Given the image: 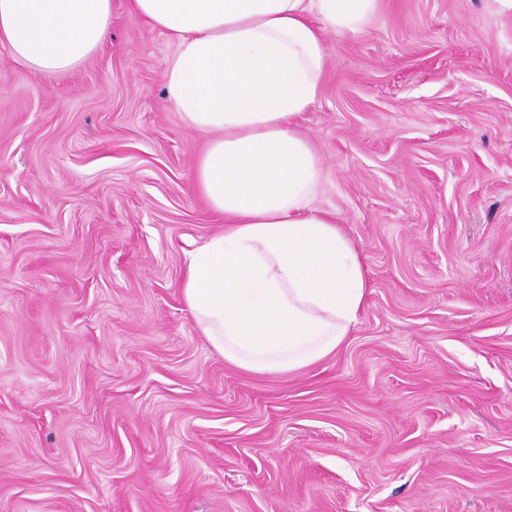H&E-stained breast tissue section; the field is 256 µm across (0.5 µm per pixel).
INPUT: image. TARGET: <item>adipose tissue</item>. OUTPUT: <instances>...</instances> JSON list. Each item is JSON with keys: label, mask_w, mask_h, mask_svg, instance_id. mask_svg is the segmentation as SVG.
Here are the masks:
<instances>
[{"label": "adipose tissue", "mask_w": 512, "mask_h": 512, "mask_svg": "<svg viewBox=\"0 0 512 512\" xmlns=\"http://www.w3.org/2000/svg\"><path fill=\"white\" fill-rule=\"evenodd\" d=\"M378 2L132 0L176 44L168 103L212 135L195 181L226 227L188 252L182 297L241 369L286 373L329 356L365 303L367 269L314 207L321 167L295 126L323 83L324 29L362 31ZM111 27L112 0H0V47L45 74L84 61Z\"/></svg>", "instance_id": "ef3b65f1"}]
</instances>
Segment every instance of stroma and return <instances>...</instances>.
Returning <instances> with one entry per match:
<instances>
[{
    "instance_id": "35a3bbf8",
    "label": "stroma",
    "mask_w": 512,
    "mask_h": 512,
    "mask_svg": "<svg viewBox=\"0 0 512 512\" xmlns=\"http://www.w3.org/2000/svg\"><path fill=\"white\" fill-rule=\"evenodd\" d=\"M298 131L368 272L329 357L225 361L181 294L224 230L167 35L46 75L0 47V512H512V14L381 0Z\"/></svg>"
}]
</instances>
